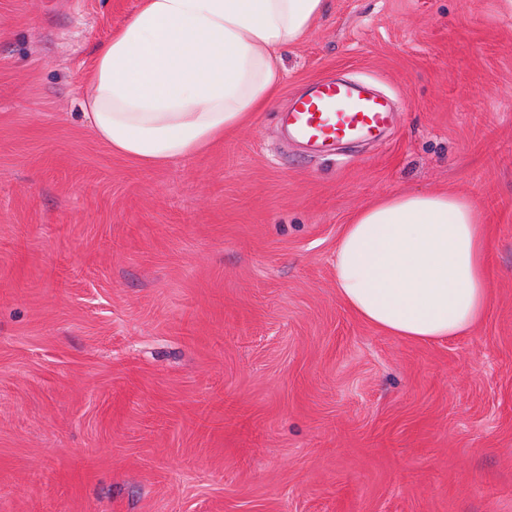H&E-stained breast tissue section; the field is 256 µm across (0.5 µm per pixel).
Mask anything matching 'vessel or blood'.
<instances>
[{
  "instance_id": "b4317fda",
  "label": "vessel or blood",
  "mask_w": 512,
  "mask_h": 512,
  "mask_svg": "<svg viewBox=\"0 0 512 512\" xmlns=\"http://www.w3.org/2000/svg\"><path fill=\"white\" fill-rule=\"evenodd\" d=\"M390 106L367 91L333 80L315 83L287 112L288 131L321 150L356 137H373L387 125Z\"/></svg>"
}]
</instances>
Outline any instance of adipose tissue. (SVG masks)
<instances>
[{"instance_id":"adipose-tissue-1","label":"adipose tissue","mask_w":512,"mask_h":512,"mask_svg":"<svg viewBox=\"0 0 512 512\" xmlns=\"http://www.w3.org/2000/svg\"><path fill=\"white\" fill-rule=\"evenodd\" d=\"M325 8L326 0H140L96 55L82 102L91 130L144 164L204 152L269 105L281 51ZM487 253V226L468 197L395 192L343 225L337 293L387 335L449 340L488 311Z\"/></svg>"}]
</instances>
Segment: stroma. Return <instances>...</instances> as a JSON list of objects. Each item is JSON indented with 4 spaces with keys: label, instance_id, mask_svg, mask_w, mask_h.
<instances>
[{
    "label": "stroma",
    "instance_id": "35a3bbf8",
    "mask_svg": "<svg viewBox=\"0 0 512 512\" xmlns=\"http://www.w3.org/2000/svg\"><path fill=\"white\" fill-rule=\"evenodd\" d=\"M139 3L0 0V512H512V0H327L264 111L160 165L83 116ZM323 78L389 96V130L288 137ZM443 189L490 227L489 309L386 335L336 240Z\"/></svg>",
    "mask_w": 512,
    "mask_h": 512
}]
</instances>
